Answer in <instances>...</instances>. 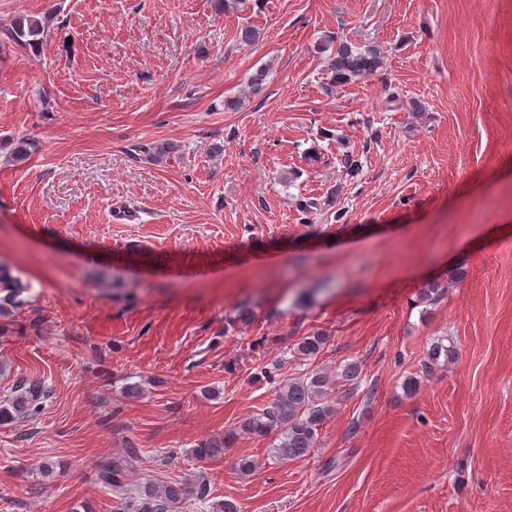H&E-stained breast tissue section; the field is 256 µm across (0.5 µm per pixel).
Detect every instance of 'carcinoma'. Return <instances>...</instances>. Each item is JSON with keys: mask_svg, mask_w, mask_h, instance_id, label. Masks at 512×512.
I'll use <instances>...</instances> for the list:
<instances>
[{"mask_svg": "<svg viewBox=\"0 0 512 512\" xmlns=\"http://www.w3.org/2000/svg\"><path fill=\"white\" fill-rule=\"evenodd\" d=\"M47 35L46 24L34 17L16 20L10 30L11 39L21 45L37 47ZM327 56V76L332 83H346L355 78L375 72L381 65L380 54L375 49L361 48L351 42H340L334 52L320 49ZM29 285L14 276L7 268L0 266V313L23 302L22 296ZM327 343V336L311 333L302 337L293 353L310 361L318 356ZM334 387L320 373L310 372L298 378L281 381L276 386L273 398L261 411L247 417L238 430L225 433L222 442H205L195 453L200 458L214 457L221 453L236 438L238 433L274 436L277 444L275 453L283 459H297L306 456L316 447L319 428L324 424L330 407L324 400ZM49 397V390L41 380L23 381L16 387L11 399V409L0 410V423L22 415L34 418L43 410V403ZM141 454L137 448H128L119 457L105 458L99 462L97 477L100 484L114 492L125 484ZM190 493L208 512H239L231 501L210 500V486L204 481L186 489L181 483L155 486L148 484L140 492L139 500L133 503L119 501L113 512H175L185 494Z\"/></svg>", "mask_w": 512, "mask_h": 512, "instance_id": "1", "label": "carcinoma"}]
</instances>
